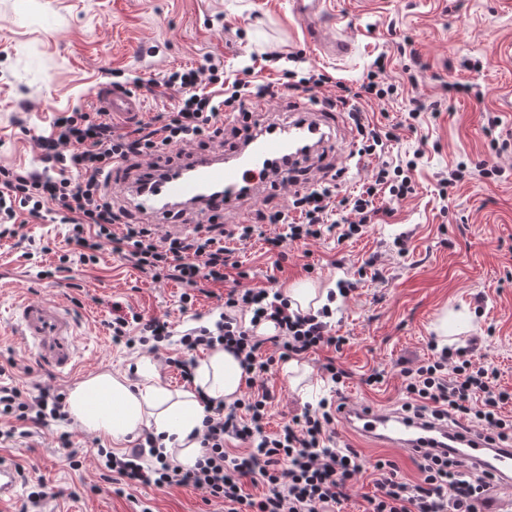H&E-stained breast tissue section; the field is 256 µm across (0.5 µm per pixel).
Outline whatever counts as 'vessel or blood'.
Instances as JSON below:
<instances>
[{
  "mask_svg": "<svg viewBox=\"0 0 512 512\" xmlns=\"http://www.w3.org/2000/svg\"><path fill=\"white\" fill-rule=\"evenodd\" d=\"M296 15L310 26L324 51L336 56L347 55L351 45L343 39L323 37L322 22L328 17V0H293ZM112 114L126 118L138 116L141 102L129 86L99 85L94 94ZM315 138L321 147H330L333 135L319 113H294L276 136L253 139L248 150H236L226 158L198 156L187 163L192 178H172L158 183L160 195L171 200H188L204 193L210 186L220 187L210 206L221 211L239 199L242 186L259 190L265 184V170L271 161H279L281 172L296 163L298 143ZM22 336L37 342L44 356L58 367H67L73 357L72 333L65 316L45 305L28 304L20 311ZM342 423L357 436L385 445L407 448L415 452H455L465 462L487 470L496 482L512 481V447L488 442L477 431L453 425L421 426L419 421L390 409L365 404H352L341 415Z\"/></svg>",
  "mask_w": 512,
  "mask_h": 512,
  "instance_id": "1",
  "label": "vessel or blood"
}]
</instances>
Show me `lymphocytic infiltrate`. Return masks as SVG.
I'll return each instance as SVG.
<instances>
[{"label":"lymphocytic infiltrate","mask_w":512,"mask_h":512,"mask_svg":"<svg viewBox=\"0 0 512 512\" xmlns=\"http://www.w3.org/2000/svg\"><path fill=\"white\" fill-rule=\"evenodd\" d=\"M254 73V67L248 66L228 79L222 67L211 63L169 72L159 82L133 78L144 96L155 95L161 85L176 91L178 101L170 111L126 131L118 130L106 112L62 113L49 134L36 139L40 167H0V237L16 235L19 214L31 221L52 219L66 226L72 251L60 255L57 265L45 270V277H60L74 259L86 266L97 264L109 245L153 282L183 284L180 301L186 311L192 309L201 284L228 287L215 328L183 334L180 342L187 356L173 361L189 381L196 366L193 352L221 346L239 359L245 373L246 390L240 398L229 405L206 404L201 454L194 466L183 467L162 452L148 453L140 446L120 455L108 448L86 451L75 447L72 433L64 432L58 442L67 451L70 468L80 469L91 459L118 485L190 486L204 502L222 503L224 512H342L349 488L364 470L358 450L337 447L335 442L343 404L321 399L316 408L294 416L278 433L265 434L272 394L264 376L274 360L304 358L327 349L332 356L322 369L331 382L342 383L348 373L337 366L334 354L347 339L332 334L328 310L296 311L281 292L243 287L246 273L230 243L259 237L269 253L280 256L290 243L332 233L341 240L363 234L387 213L377 204L381 194L398 202L413 193L415 160L381 162L356 194L341 199L321 184L294 193L291 204L297 220H289L288 213L280 210L260 211L253 223L230 230L199 221L192 230L161 235L154 225L130 221L128 207L112 198L110 175L116 162L157 170L155 156L160 150H183L223 139L225 113L245 112L252 100L273 99L287 91L310 92L328 81L322 73L300 78L285 69L277 83H261ZM396 90L384 60L379 59L361 83L338 84L336 94L326 98V107L345 111L352 120L359 135L358 155L382 153L397 138L395 126L366 122L360 101H383ZM117 224L122 227L118 233L113 230ZM246 313L251 316L247 322L242 319ZM264 322L273 323L275 332L262 338L254 328ZM106 327L113 343L129 348L160 343L170 335L167 322L144 318L117 303ZM269 345L279 349V357L267 356ZM401 374L408 396L402 410L423 424L467 421L488 437L512 440V418L502 413L512 403V392L493 385L494 370L477 362L471 347H442L433 358L404 368ZM65 401L66 394L59 389L37 384L23 391L0 381V417L42 427L64 423ZM230 439L248 443L247 452L226 448ZM414 461L421 474L415 482L400 476L395 461H376V492L368 497L365 512H481L492 487L482 473L465 470L459 458L445 453L427 452ZM248 483L263 486L262 495L245 493Z\"/></svg>","instance_id":"lymphocytic-infiltrate-1"}]
</instances>
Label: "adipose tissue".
I'll return each mask as SVG.
<instances>
[{
  "label": "adipose tissue",
  "instance_id": "1",
  "mask_svg": "<svg viewBox=\"0 0 512 512\" xmlns=\"http://www.w3.org/2000/svg\"><path fill=\"white\" fill-rule=\"evenodd\" d=\"M244 382L239 359L217 348L196 366L193 391L175 395L157 381L138 385L127 376L102 372L73 388L68 411L86 429L116 444L139 428L150 429L160 437L164 453L188 466L199 454L202 398L232 403Z\"/></svg>",
  "mask_w": 512,
  "mask_h": 512
}]
</instances>
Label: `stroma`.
Wrapping results in <instances>:
<instances>
[{
    "instance_id": "obj_1",
    "label": "stroma",
    "mask_w": 512,
    "mask_h": 512,
    "mask_svg": "<svg viewBox=\"0 0 512 512\" xmlns=\"http://www.w3.org/2000/svg\"><path fill=\"white\" fill-rule=\"evenodd\" d=\"M334 16L325 35L350 41L343 58L309 44L307 26L292 10L291 0H0V166L40 165L38 136L48 134L58 113L96 107L92 89L110 82V70L162 80L167 73L223 62L231 74L252 56L278 51L297 55L302 66L331 78L316 94L294 93L262 102L252 120L264 125L287 122L292 106L314 107L332 95L335 81L364 78L378 57H386L396 98L365 104L368 120L398 125L391 155L421 151L412 173L415 191L394 205L390 216L362 236L338 241L327 235L308 244L288 246L286 261L275 264L262 240L237 243L236 257L248 287L283 290L312 281L326 287L338 280L357 288L330 318L332 331L347 337L336 361L349 373L341 390L346 401L397 408L403 395L401 364L427 360L433 326L444 308L468 311L472 320L457 325L453 341L472 342L497 371L498 387L512 391V145L496 158L500 176L457 183L449 199L439 195L438 181L461 161L485 159L489 140L487 115L499 116L501 135L512 132V112L499 105L512 95V0H331ZM412 40L427 66L417 85L407 81L409 58L400 50ZM466 83L473 94L452 95L447 86ZM438 106L405 127L404 106L411 97ZM332 147L302 163L293 177L298 187L320 181L336 184L338 193L366 181L378 160L358 156L356 131L346 114ZM291 188H269L238 201L224 212L221 224L239 223L256 209H282ZM27 241L0 239V367L10 369L21 388L35 383L66 391L99 372L128 374L141 382L136 366L149 363L154 376L170 391L192 390L166 358L179 357L171 344L150 353L114 344L104 326L113 303L134 308L145 317L167 321L174 332L206 323L222 310L225 288L206 286L192 312H182L181 284H163L125 265L104 250L96 266L73 264L71 281L39 278L67 250L65 225L26 223ZM403 239L406 252L395 241ZM382 271L379 280L359 277L368 260ZM57 305L74 332V359L65 368L47 362L40 350L18 334L21 303ZM327 351L309 355V369L298 386H290L284 362L268 375L274 399L265 420L266 433L278 432L306 405L329 396L332 383L322 370ZM385 369L384 381L363 384L372 368ZM14 431L0 446V461L20 465L9 512H20L29 492L43 488L41 512H221L219 502H204L191 487L138 485L117 488L94 463L71 469L54 435L27 423L0 418V431ZM336 441L361 451L366 464L387 457L402 477L417 479L412 453L404 448L364 440L337 426Z\"/></svg>"
}]
</instances>
